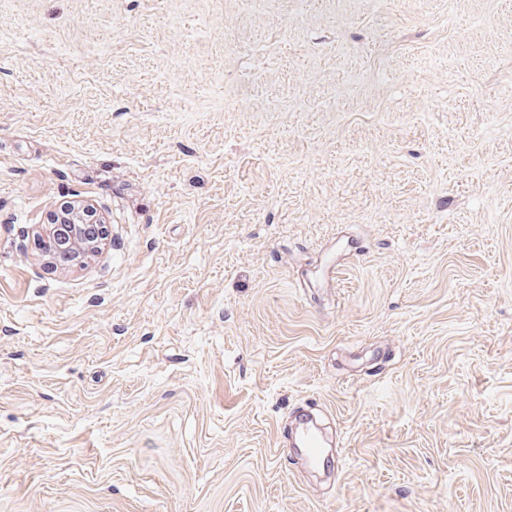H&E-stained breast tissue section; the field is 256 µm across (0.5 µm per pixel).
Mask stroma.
<instances>
[{"mask_svg":"<svg viewBox=\"0 0 512 512\" xmlns=\"http://www.w3.org/2000/svg\"><path fill=\"white\" fill-rule=\"evenodd\" d=\"M0 512H512V0H0ZM42 226L37 237L39 245L57 261L76 266L103 244L108 233L102 217L90 204L67 205L56 224ZM94 230V235L89 233ZM302 424L303 426L299 434L300 443L305 449L308 460L312 463H318L322 458L320 438L315 430V426L310 424L309 420H306Z\"/></svg>","mask_w":512,"mask_h":512,"instance_id":"1","label":"stroma"}]
</instances>
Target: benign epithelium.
I'll list each match as a JSON object with an SVG mask.
<instances>
[{
  "mask_svg": "<svg viewBox=\"0 0 512 512\" xmlns=\"http://www.w3.org/2000/svg\"><path fill=\"white\" fill-rule=\"evenodd\" d=\"M107 233V225L91 205L72 204L63 208L57 223L43 225L38 241L57 261L77 266L103 244Z\"/></svg>",
  "mask_w": 512,
  "mask_h": 512,
  "instance_id": "1",
  "label": "benign epithelium"
}]
</instances>
